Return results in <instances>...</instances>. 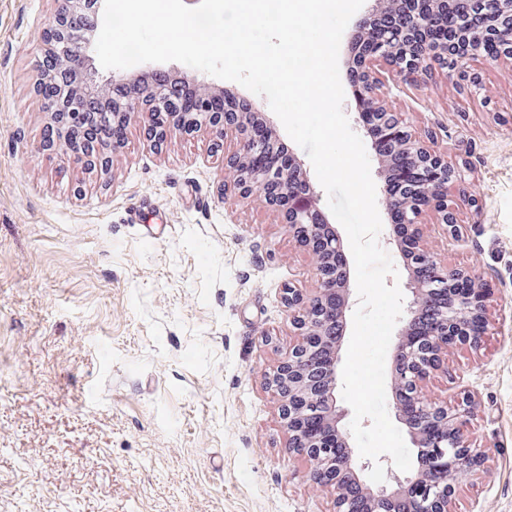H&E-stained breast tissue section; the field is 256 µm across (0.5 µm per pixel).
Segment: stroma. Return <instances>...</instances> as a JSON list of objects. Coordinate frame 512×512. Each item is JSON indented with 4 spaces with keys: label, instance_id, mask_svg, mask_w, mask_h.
<instances>
[{
    "label": "stroma",
    "instance_id": "obj_1",
    "mask_svg": "<svg viewBox=\"0 0 512 512\" xmlns=\"http://www.w3.org/2000/svg\"><path fill=\"white\" fill-rule=\"evenodd\" d=\"M59 8L0 0V512H334L267 384L311 256L259 198L225 196L208 133L132 127L104 173L44 154L37 36ZM480 72L481 100L441 76L378 100L470 171L449 192L458 238L429 215L422 243L491 288L490 328L423 393L469 391L486 453L450 512H512V71Z\"/></svg>",
    "mask_w": 512,
    "mask_h": 512
}]
</instances>
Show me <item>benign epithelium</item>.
<instances>
[{
  "label": "benign epithelium",
  "mask_w": 512,
  "mask_h": 512,
  "mask_svg": "<svg viewBox=\"0 0 512 512\" xmlns=\"http://www.w3.org/2000/svg\"><path fill=\"white\" fill-rule=\"evenodd\" d=\"M59 2V12L38 34V41L44 53L65 59L73 67V94L102 92L95 75V45L73 39V30L67 27V19L86 0ZM409 4L411 0H380V9L358 14L351 25L355 33H368L375 40L373 49L355 62L360 82L352 97L366 99L387 131V146L374 149L378 169L413 170L403 192H395L388 178L382 194L388 244L399 246L394 228L401 224L411 229L415 245L411 253L401 254L408 301L394 350L393 396L395 413L417 449V467L412 475L402 477L383 458L380 463L386 477L378 486L363 477L372 462L355 455L344 426L346 409L336 397L339 351L347 314L354 305L347 250L336 226L327 219L305 164L294 158L286 170L270 158L271 142L258 129L270 120L258 119L254 104L246 97L237 105H225L222 112H197L194 99L180 96L179 87L170 84L168 70L150 67L139 95L112 113L120 127L115 142L108 146L84 138L62 118V102L46 86L43 59L35 67V91L57 128L55 137H43L40 148L83 171L108 170L112 156L126 147V132L134 123L151 130L157 142L171 133L192 137L203 129L217 141L229 130L235 133L238 149L224 157V169L233 173L234 189L243 198L256 195L276 208L288 233L315 261L319 284L315 293L307 296L296 288L288 289V308L300 311L293 320L299 340L288 349L268 385L281 401L288 450L315 461L312 477L336 490V512H394L409 495L414 497L415 512H449L455 495L453 477L462 469L477 471L485 462V454L466 439L471 397L465 393L450 405H439L425 399L422 392L427 378L448 370V349L478 348L489 323V291L474 272L443 269L421 246L424 214L431 212L438 223L455 227L448 186L464 182V173L409 129L400 114L378 105L377 92L382 87L379 66L384 64L394 85L420 88L433 76H451L469 96H480L483 84L478 65L512 67V0H466L458 6L456 19L481 18L480 32L472 36L474 50L460 57L452 54L462 37L454 24L448 26V38L443 41L428 46L414 40V33L435 27L439 13L447 11L448 0H427L417 11Z\"/></svg>",
  "instance_id": "benign-epithelium-1"
}]
</instances>
